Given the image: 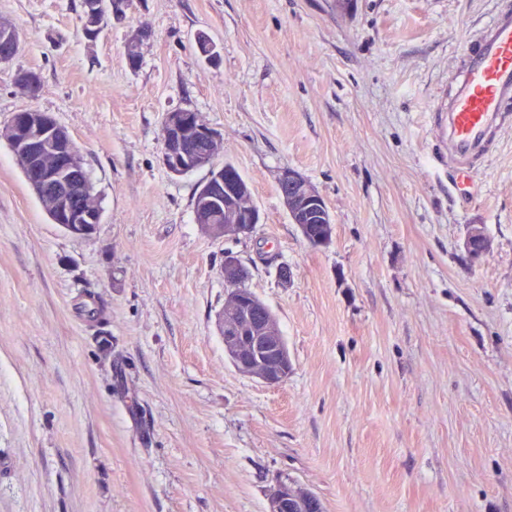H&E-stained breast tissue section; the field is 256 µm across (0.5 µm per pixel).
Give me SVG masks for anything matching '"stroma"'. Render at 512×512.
I'll return each instance as SVG.
<instances>
[{
	"instance_id": "obj_1",
	"label": "stroma",
	"mask_w": 512,
	"mask_h": 512,
	"mask_svg": "<svg viewBox=\"0 0 512 512\" xmlns=\"http://www.w3.org/2000/svg\"><path fill=\"white\" fill-rule=\"evenodd\" d=\"M491 9L129 0L91 39L80 0H0L19 31L0 128L53 114L102 207L84 238L52 223L0 140V512H264L285 480L325 512H512V129L453 196L429 114ZM176 109L223 138L213 166L248 181L251 236L196 223L209 170L162 160ZM287 167L323 197L330 244L292 224ZM228 252L288 345L280 385L224 359Z\"/></svg>"
}]
</instances>
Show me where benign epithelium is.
I'll use <instances>...</instances> for the list:
<instances>
[{
	"label": "benign epithelium",
	"instance_id": "benign-epithelium-1",
	"mask_svg": "<svg viewBox=\"0 0 512 512\" xmlns=\"http://www.w3.org/2000/svg\"><path fill=\"white\" fill-rule=\"evenodd\" d=\"M147 36L140 29L126 45V58L132 67L138 63L137 45ZM0 43L6 59L15 54L18 29L0 21ZM18 89L36 95V75H17ZM7 137L17 157L23 159L35 193L56 215L55 223L77 237L88 235L99 223L95 194L82 177L83 160L68 131L48 112L28 110L15 113L0 131ZM222 146L220 137L204 125L197 113L175 110L166 114L163 126V163L175 175L188 168L213 167ZM279 193L304 239L313 246H324L332 237V220L323 197L297 171L286 168L278 177ZM196 219L211 235L240 238L252 234L260 214L251 200L250 185L230 162L210 176L209 189L200 198ZM469 257L478 258L489 248L480 227H472L464 243ZM227 302L218 316L224 340V354L242 375L267 385H279L288 378L291 359L277 318L269 307L246 286L249 270L230 253L222 266ZM316 508L312 494L293 482L282 481L268 498L266 512H311Z\"/></svg>",
	"mask_w": 512,
	"mask_h": 512
}]
</instances>
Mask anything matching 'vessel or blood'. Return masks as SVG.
<instances>
[{
    "mask_svg": "<svg viewBox=\"0 0 512 512\" xmlns=\"http://www.w3.org/2000/svg\"><path fill=\"white\" fill-rule=\"evenodd\" d=\"M435 163L454 182L474 177L512 129V0H496L477 40L467 42L448 91L431 100Z\"/></svg>",
    "mask_w": 512,
    "mask_h": 512,
    "instance_id": "vessel-or-blood-1",
    "label": "vessel or blood"
}]
</instances>
